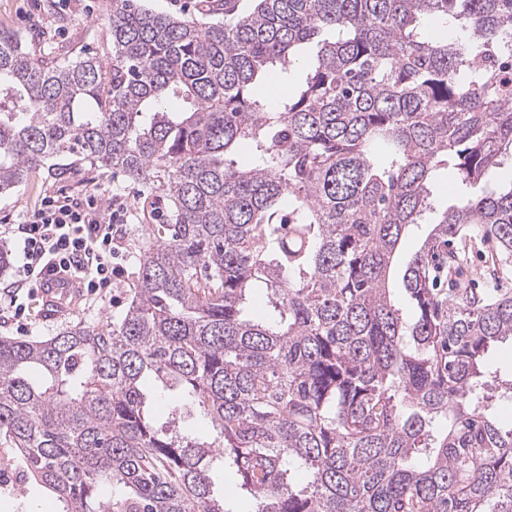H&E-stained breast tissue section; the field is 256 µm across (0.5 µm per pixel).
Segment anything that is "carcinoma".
<instances>
[{
    "instance_id": "obj_1",
    "label": "carcinoma",
    "mask_w": 512,
    "mask_h": 512,
    "mask_svg": "<svg viewBox=\"0 0 512 512\" xmlns=\"http://www.w3.org/2000/svg\"><path fill=\"white\" fill-rule=\"evenodd\" d=\"M237 2L206 22L112 0L101 58L0 30V193L69 160L171 211L119 317L0 336V454L58 512H231L224 469L249 512H512V376L486 362L512 291L472 288L458 254L490 244L486 275L512 274V0ZM428 212L400 303L395 249ZM216 491H224L225 500L228 508L232 510H246L248 506L241 502L244 497L237 498V488L235 478L230 471L224 473V486L222 477L216 479Z\"/></svg>"
}]
</instances>
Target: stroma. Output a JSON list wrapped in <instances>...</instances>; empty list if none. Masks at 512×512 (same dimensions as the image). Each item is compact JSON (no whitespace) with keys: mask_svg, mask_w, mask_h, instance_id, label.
I'll list each match as a JSON object with an SVG mask.
<instances>
[{"mask_svg":"<svg viewBox=\"0 0 512 512\" xmlns=\"http://www.w3.org/2000/svg\"><path fill=\"white\" fill-rule=\"evenodd\" d=\"M111 10V0H0V29L24 37L29 48L39 53L59 47L76 56H101L112 50L108 25ZM89 193L98 194L105 204L120 197L132 213L125 238L131 258L124 265L123 276L114 281L106 294L81 298L73 312L64 315H49L41 300L30 297L23 300L24 316L0 309V336L44 340L56 335L66 323H108L123 312L127 290L139 269L144 225L170 221L169 207L159 200L152 183L105 169L80 167L63 174L55 166L42 167L28 181L0 194V245L12 247L14 224L34 210L45 196L80 198Z\"/></svg>","mask_w":512,"mask_h":512,"instance_id":"1","label":"stroma"}]
</instances>
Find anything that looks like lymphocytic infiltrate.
Returning <instances> with one entry per match:
<instances>
[{"label": "lymphocytic infiltrate", "mask_w": 512, "mask_h": 512, "mask_svg": "<svg viewBox=\"0 0 512 512\" xmlns=\"http://www.w3.org/2000/svg\"><path fill=\"white\" fill-rule=\"evenodd\" d=\"M127 221L118 201L102 207L94 198H49L14 231L16 271L32 294L40 279L65 273L79 279L83 295H100L123 270Z\"/></svg>", "instance_id": "f902f5d3"}]
</instances>
